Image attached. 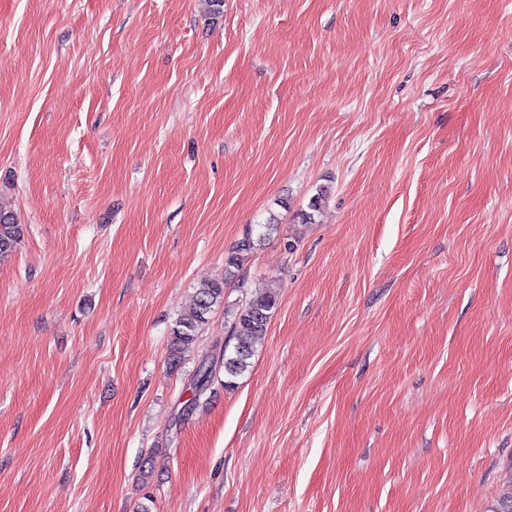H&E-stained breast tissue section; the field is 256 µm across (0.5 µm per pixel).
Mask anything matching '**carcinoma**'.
Wrapping results in <instances>:
<instances>
[{
    "label": "carcinoma",
    "instance_id": "carcinoma-1",
    "mask_svg": "<svg viewBox=\"0 0 512 512\" xmlns=\"http://www.w3.org/2000/svg\"><path fill=\"white\" fill-rule=\"evenodd\" d=\"M263 228L264 231L257 235L246 233L227 252L224 258V280L202 282L196 288L193 306L176 320L172 328L169 359L171 363L177 364L183 349L196 341L201 328L216 308L224 307V317L230 323V335L224 342V350L218 362L204 360L195 370L191 384L193 397L188 400V410L197 406L209 390L217 378V368L224 370V388L234 387L236 379L250 370L257 345L266 335L278 304L276 291L268 290L231 308L224 305V288L239 279V272L247 256L260 249L266 236L277 230V225L268 223ZM23 236L24 226L18 223L12 211L0 205V262L11 258ZM491 512H512V479L499 493Z\"/></svg>",
    "mask_w": 512,
    "mask_h": 512
}]
</instances>
